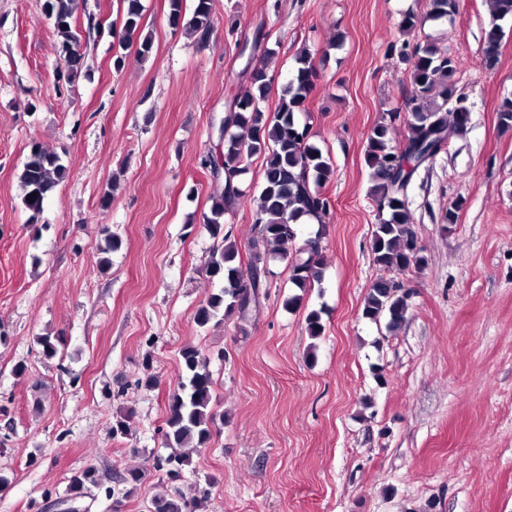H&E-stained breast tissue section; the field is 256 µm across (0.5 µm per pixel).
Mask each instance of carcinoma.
Returning a JSON list of instances; mask_svg holds the SVG:
<instances>
[{
  "instance_id": "1",
  "label": "carcinoma",
  "mask_w": 512,
  "mask_h": 512,
  "mask_svg": "<svg viewBox=\"0 0 512 512\" xmlns=\"http://www.w3.org/2000/svg\"><path fill=\"white\" fill-rule=\"evenodd\" d=\"M74 0H44L45 14L53 21L60 55L66 73L63 78L72 84L79 77L83 56L76 50L81 40L73 26ZM122 25L125 33L140 32L142 14L140 0H122ZM456 0H429L428 18L439 20L452 16ZM495 22L485 30L483 66L492 69L498 62V47L502 37L497 21L512 18V0H493ZM213 23V0H195L189 22L198 40L208 38ZM418 26L413 13L406 14L400 23V36L390 42L388 53L396 55L409 66L410 89L405 98V113L396 109L389 122L374 127L368 137L365 163L371 170L372 194L379 211L386 217L375 224L371 251L373 261L388 272H404L421 267L426 262L412 229L407 190L417 170L431 163L438 155L432 135L447 139L448 127L457 131L466 128L470 120L469 106L456 107L449 102L456 92L455 77L458 62L448 57L434 42H412L409 35ZM316 70L309 49H301L295 58L292 77L284 85L277 109L269 114L260 107L273 77L267 67L259 64L249 73L245 92L232 96L219 131L224 139V153L219 160H204L213 177L224 181V191L215 199L212 217L205 227L213 237H222V244L214 250L209 274L223 281V287L212 294L196 313L199 326H207L221 314L237 313L247 319L259 306L270 270L265 258L279 256L289 264L292 284L304 290L321 280L322 249L318 238H310L304 246L288 251V244L297 238V222L303 217L318 221L330 209L328 198L317 186L327 181L332 168L321 151L309 142L307 127L300 125L296 114L315 88ZM404 118L407 134L402 145H389L390 123ZM254 155L263 156L261 188L254 198V224L257 235L250 238L246 248L252 263L244 268L239 259V247L224 233L220 219L232 210L243 197L240 177L246 173V161ZM67 176V167L60 156L45 149L39 142L29 145V153L19 174L22 203L39 216L49 193ZM36 194L35 199L28 196ZM409 293L392 277L376 279L365 300L362 315L370 320L388 318V326L398 327L405 319ZM186 381L178 384L168 401L165 428L162 429L165 447L170 452L153 463L171 480H178L191 465L190 451L206 444L217 421L212 402V375L208 358L193 345L180 350ZM145 471L129 468L121 481L132 493L141 483ZM97 484L95 471L83 470L70 481L69 492L80 496L90 485ZM156 512H196L198 500L183 496H157Z\"/></svg>"
}]
</instances>
